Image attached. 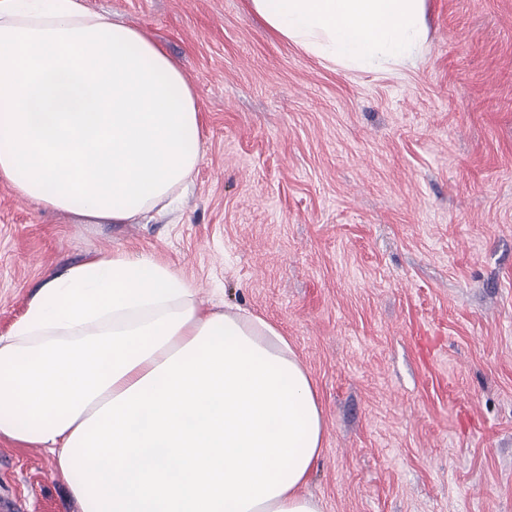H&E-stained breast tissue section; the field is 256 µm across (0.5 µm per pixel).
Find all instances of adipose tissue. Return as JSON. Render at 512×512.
<instances>
[{
    "label": "adipose tissue",
    "mask_w": 512,
    "mask_h": 512,
    "mask_svg": "<svg viewBox=\"0 0 512 512\" xmlns=\"http://www.w3.org/2000/svg\"><path fill=\"white\" fill-rule=\"evenodd\" d=\"M278 38L351 70L416 66L427 0H249ZM202 125L179 67L80 0H0V180L84 224L173 208ZM0 439L51 454L82 512H321L325 424L278 328L214 311L168 262L89 256L0 335Z\"/></svg>",
    "instance_id": "1"
}]
</instances>
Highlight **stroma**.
<instances>
[{
    "instance_id": "obj_1",
    "label": "stroma",
    "mask_w": 512,
    "mask_h": 512,
    "mask_svg": "<svg viewBox=\"0 0 512 512\" xmlns=\"http://www.w3.org/2000/svg\"><path fill=\"white\" fill-rule=\"evenodd\" d=\"M176 60L203 161L178 209L80 224L0 181V334L50 274L115 249L275 324L314 379L323 512H512V0H427L418 67L352 72L247 0H84ZM81 512L0 440V498Z\"/></svg>"
}]
</instances>
